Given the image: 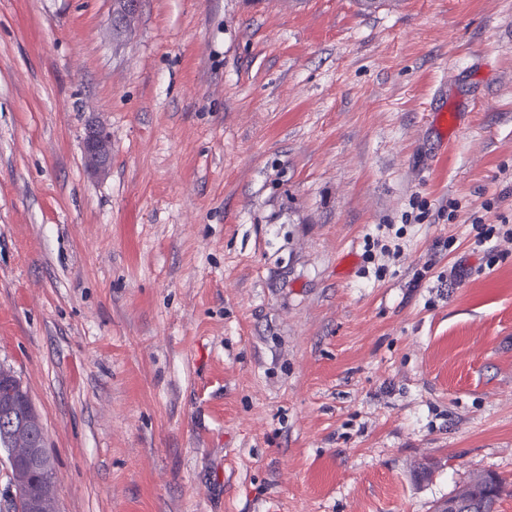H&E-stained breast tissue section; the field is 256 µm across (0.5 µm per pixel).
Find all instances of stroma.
<instances>
[{
	"mask_svg": "<svg viewBox=\"0 0 512 512\" xmlns=\"http://www.w3.org/2000/svg\"><path fill=\"white\" fill-rule=\"evenodd\" d=\"M114 7L0 0V364L59 512L512 484V243L489 266L472 230L512 220V0H140L122 33ZM110 141L97 127H90L85 136V156L95 170H104L109 161Z\"/></svg>",
	"mask_w": 512,
	"mask_h": 512,
	"instance_id": "obj_1",
	"label": "stroma"
}]
</instances>
